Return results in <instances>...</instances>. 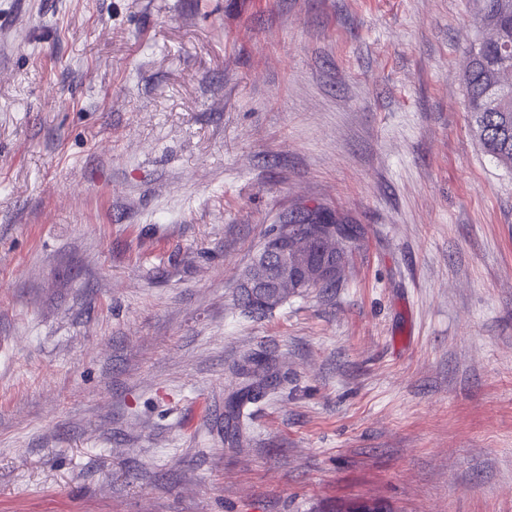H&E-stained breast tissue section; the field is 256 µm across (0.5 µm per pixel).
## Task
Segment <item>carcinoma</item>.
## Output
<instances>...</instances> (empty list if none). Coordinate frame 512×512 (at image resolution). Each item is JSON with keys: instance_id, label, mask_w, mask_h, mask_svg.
<instances>
[{"instance_id": "obj_1", "label": "carcinoma", "mask_w": 512, "mask_h": 512, "mask_svg": "<svg viewBox=\"0 0 512 512\" xmlns=\"http://www.w3.org/2000/svg\"><path fill=\"white\" fill-rule=\"evenodd\" d=\"M482 23L492 36L464 48L468 112L485 152L512 168V0H483Z\"/></svg>"}]
</instances>
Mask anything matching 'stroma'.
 Segmentation results:
<instances>
[{
    "mask_svg": "<svg viewBox=\"0 0 512 512\" xmlns=\"http://www.w3.org/2000/svg\"><path fill=\"white\" fill-rule=\"evenodd\" d=\"M481 8L0 0V512H512ZM316 207L364 231L340 281L244 310L269 230Z\"/></svg>",
    "mask_w": 512,
    "mask_h": 512,
    "instance_id": "stroma-1",
    "label": "stroma"
}]
</instances>
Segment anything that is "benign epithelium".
Returning <instances> with one entry per match:
<instances>
[{"mask_svg": "<svg viewBox=\"0 0 512 512\" xmlns=\"http://www.w3.org/2000/svg\"><path fill=\"white\" fill-rule=\"evenodd\" d=\"M344 225L323 213L313 224L283 221L255 256L240 292L258 312L273 311L289 292L301 293L336 281V241Z\"/></svg>", "mask_w": 512, "mask_h": 512, "instance_id": "1", "label": "benign epithelium"}]
</instances>
